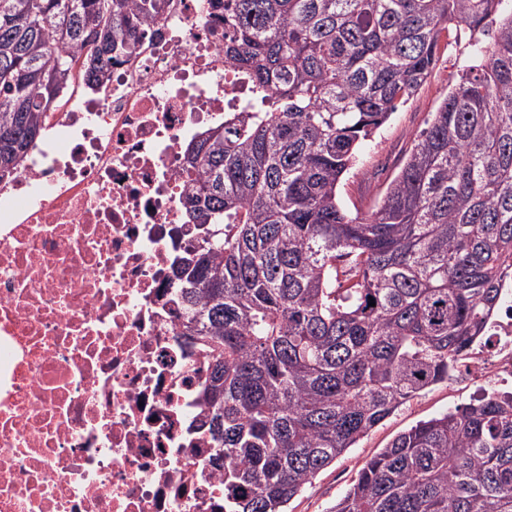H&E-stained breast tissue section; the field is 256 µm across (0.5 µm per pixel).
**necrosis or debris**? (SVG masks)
<instances>
[{"label":"necrosis or debris","mask_w":512,"mask_h":512,"mask_svg":"<svg viewBox=\"0 0 512 512\" xmlns=\"http://www.w3.org/2000/svg\"><path fill=\"white\" fill-rule=\"evenodd\" d=\"M75 75L0 185V512H222L196 420L205 352L173 270L195 243L184 148L240 90L215 0H169L95 91ZM458 389L512 396V280Z\"/></svg>","instance_id":"necrosis-or-debris-1"}]
</instances>
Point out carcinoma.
Here are the masks:
<instances>
[{"instance_id": "obj_1", "label": "carcinoma", "mask_w": 512, "mask_h": 512, "mask_svg": "<svg viewBox=\"0 0 512 512\" xmlns=\"http://www.w3.org/2000/svg\"><path fill=\"white\" fill-rule=\"evenodd\" d=\"M167 0H0V178L77 61L94 89ZM240 111L187 150L196 244L177 266L180 332L209 357L224 512L290 500L399 406L448 381L512 277V0H222ZM471 64L382 201L337 187L412 98L442 37ZM375 305H370V302ZM331 512H512V399L396 436Z\"/></svg>"}]
</instances>
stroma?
<instances>
[{"label": "stroma", "mask_w": 512, "mask_h": 512, "mask_svg": "<svg viewBox=\"0 0 512 512\" xmlns=\"http://www.w3.org/2000/svg\"><path fill=\"white\" fill-rule=\"evenodd\" d=\"M469 30L456 33L451 46L442 49L427 82L416 95L366 142L361 159L338 187L341 204L352 212H367L377 205L397 175L420 131L459 81L468 63ZM468 394L440 383L422 391L372 429L355 448L349 449L322 470L303 492L288 504V512H331L336 502L358 477L362 466L399 433L439 414L469 404Z\"/></svg>", "instance_id": "stroma-1"}]
</instances>
